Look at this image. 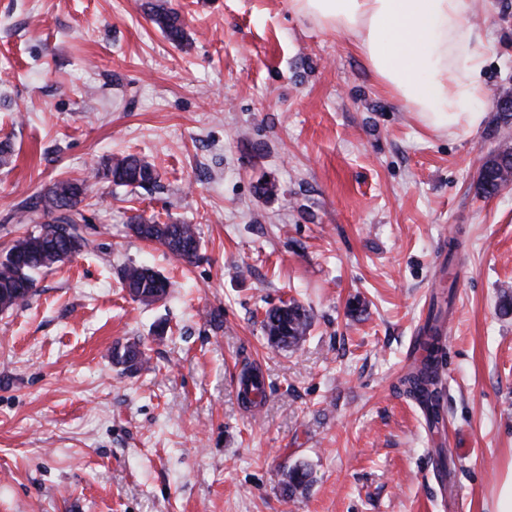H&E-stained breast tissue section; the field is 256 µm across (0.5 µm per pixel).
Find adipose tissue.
I'll return each mask as SVG.
<instances>
[{"mask_svg": "<svg viewBox=\"0 0 512 512\" xmlns=\"http://www.w3.org/2000/svg\"><path fill=\"white\" fill-rule=\"evenodd\" d=\"M290 10L349 37L380 85L420 123L467 137L486 96L473 0H288Z\"/></svg>", "mask_w": 512, "mask_h": 512, "instance_id": "adipose-tissue-1", "label": "adipose tissue"}]
</instances>
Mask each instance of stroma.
Returning a JSON list of instances; mask_svg holds the SVG:
<instances>
[{"label": "stroma", "instance_id": "1", "mask_svg": "<svg viewBox=\"0 0 512 512\" xmlns=\"http://www.w3.org/2000/svg\"><path fill=\"white\" fill-rule=\"evenodd\" d=\"M167 4L178 45L147 0H0V255L56 180L128 154L160 176L92 183L95 249L0 312V512H495L512 473V185L485 198L477 180L512 145L495 120L512 0H476L487 99L465 138L429 132L288 0ZM136 212L198 225L199 259L133 236ZM130 264L168 277L167 299L132 300ZM448 289L432 428L398 381ZM289 300L311 318L292 350L261 329ZM132 342L145 358L128 370L112 351ZM248 369L257 409L238 397ZM299 464L310 485L292 496ZM148 8L151 20L160 28L162 34L169 41L180 44L185 37L181 14L164 4H150Z\"/></svg>", "mask_w": 512, "mask_h": 512}]
</instances>
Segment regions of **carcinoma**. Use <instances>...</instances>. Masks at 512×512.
<instances>
[{"mask_svg":"<svg viewBox=\"0 0 512 512\" xmlns=\"http://www.w3.org/2000/svg\"><path fill=\"white\" fill-rule=\"evenodd\" d=\"M151 20L162 34L173 43H181L185 37L181 14L164 4L149 6ZM94 180H107L115 186L146 188L157 183L159 173L154 165L135 156L110 159L91 174ZM512 178V148L497 150L484 163L477 183L478 192L487 197L497 193ZM88 179L56 181L39 199L22 208L20 224H34L38 230L25 236L0 259V311L24 306L30 300L34 288V274L52 268L59 262L88 251L93 247L89 238L86 218L80 209L85 201ZM128 229L138 239L156 243L166 248L176 258L192 263L198 257L200 237L192 224L161 223L156 219L134 214L128 218ZM122 287L129 296L143 303L163 300L169 292L167 278L143 265H129L123 269ZM447 311L440 301L432 304L428 319L422 328L418 345L422 351L420 364L414 366L399 380V390L407 397L425 401L430 418L439 416L438 381L441 355L438 327L445 320ZM310 327L307 311L294 301H283L265 311L263 332L270 345L295 347L303 340ZM112 356L117 363L132 368L140 363L132 345L116 347ZM251 380L250 392L255 406L265 398V383L255 371L242 375ZM310 482L309 471L296 466L288 470L285 491L293 494Z\"/></svg>","mask_w":512,"mask_h":512,"instance_id":"cac0c4a2","label":"carcinoma"}]
</instances>
